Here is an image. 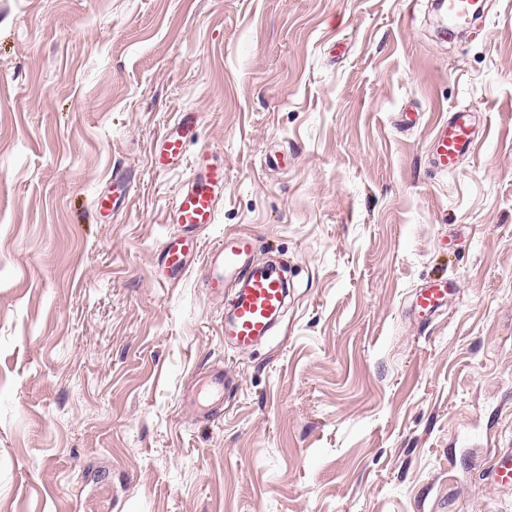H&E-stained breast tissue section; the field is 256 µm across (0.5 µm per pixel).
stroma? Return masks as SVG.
Returning <instances> with one entry per match:
<instances>
[{"label":"stroma","mask_w":512,"mask_h":512,"mask_svg":"<svg viewBox=\"0 0 512 512\" xmlns=\"http://www.w3.org/2000/svg\"><path fill=\"white\" fill-rule=\"evenodd\" d=\"M431 3L0 0V512H512L481 475L512 446V0L452 39ZM459 107L479 143L436 170ZM186 111L224 165L204 241L288 282L245 352L234 288L153 278ZM198 139L194 118L183 113L161 133L154 156V165L159 169H170L185 156L188 147ZM451 285L435 284L430 288H420L416 293L414 306L421 308V314H435L442 307L445 296L451 291ZM224 385V371L221 369H213L200 379L199 388L191 392V402L198 409L201 418H205L209 413V408L204 402L215 398L222 400Z\"/></svg>","instance_id":"1"}]
</instances>
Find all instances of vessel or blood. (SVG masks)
Masks as SVG:
<instances>
[{
	"mask_svg": "<svg viewBox=\"0 0 512 512\" xmlns=\"http://www.w3.org/2000/svg\"><path fill=\"white\" fill-rule=\"evenodd\" d=\"M198 139L191 114H182L161 133L154 156L159 169L174 167ZM475 128L471 112H453L448 121L438 123L429 144L433 164L443 171L454 170L460 158L474 150ZM224 191V166L208 150H199L193 160V175L176 196L167 215L168 223L178 225L180 234L170 236L162 246L161 282L185 273L194 260H202V285L212 295L220 296L228 283L237 292L224 319V340L245 350L271 335L281 316L286 299L285 284L273 267L254 263L257 249L254 236L245 232L225 234L210 248H203L199 230L216 220L219 200ZM449 286L436 284L419 289L415 304L423 314L439 311ZM224 372L209 371L191 394L199 416H207L208 401L224 396ZM491 482L500 487L512 486V448L496 457L487 469Z\"/></svg>",
	"mask_w": 512,
	"mask_h": 512,
	"instance_id": "obj_1",
	"label": "vessel or blood"
}]
</instances>
